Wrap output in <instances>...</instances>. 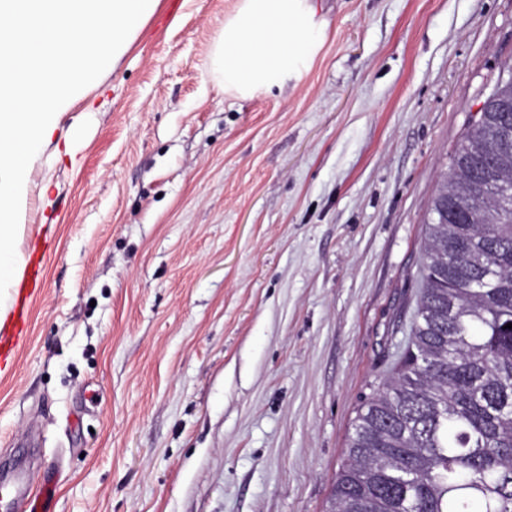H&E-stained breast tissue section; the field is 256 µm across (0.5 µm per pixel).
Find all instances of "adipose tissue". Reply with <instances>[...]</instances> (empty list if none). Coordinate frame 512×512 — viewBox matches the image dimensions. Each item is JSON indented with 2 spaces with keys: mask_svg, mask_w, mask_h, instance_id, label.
Wrapping results in <instances>:
<instances>
[{
  "mask_svg": "<svg viewBox=\"0 0 512 512\" xmlns=\"http://www.w3.org/2000/svg\"><path fill=\"white\" fill-rule=\"evenodd\" d=\"M322 35L312 0H239L214 43L211 70L240 96L268 92L311 68Z\"/></svg>",
  "mask_w": 512,
  "mask_h": 512,
  "instance_id": "obj_1",
  "label": "adipose tissue"
}]
</instances>
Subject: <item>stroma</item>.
Segmentation results:
<instances>
[{
    "label": "stroma",
    "instance_id": "1",
    "mask_svg": "<svg viewBox=\"0 0 512 512\" xmlns=\"http://www.w3.org/2000/svg\"><path fill=\"white\" fill-rule=\"evenodd\" d=\"M237 4L159 0L32 167L0 459L31 440L44 512H324L408 340L440 171L512 60V0H315L312 68L242 97L209 68Z\"/></svg>",
    "mask_w": 512,
    "mask_h": 512
}]
</instances>
